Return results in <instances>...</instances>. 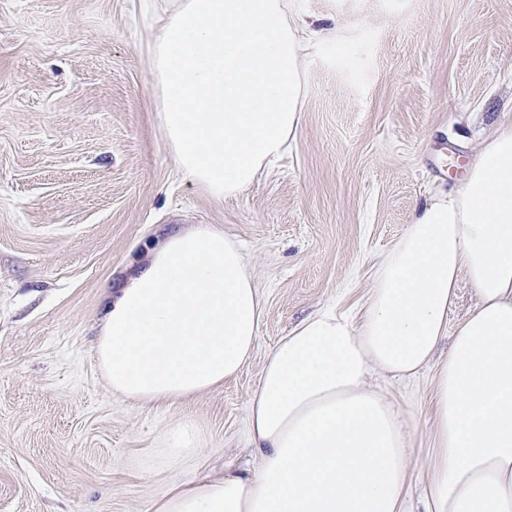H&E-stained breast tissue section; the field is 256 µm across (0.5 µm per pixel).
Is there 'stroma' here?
Listing matches in <instances>:
<instances>
[{
	"label": "stroma",
	"instance_id": "35a3bbf8",
	"mask_svg": "<svg viewBox=\"0 0 512 512\" xmlns=\"http://www.w3.org/2000/svg\"><path fill=\"white\" fill-rule=\"evenodd\" d=\"M314 21L302 122L238 196L186 180L159 131L156 17L170 0H0V512H153L174 486L254 466L247 402L315 309L363 303L376 258L461 177L475 132L512 124V0H286ZM197 224L243 246L266 297L250 362L150 406L93 351L111 294ZM378 386L431 432L430 380ZM201 454L166 464L182 419Z\"/></svg>",
	"mask_w": 512,
	"mask_h": 512
}]
</instances>
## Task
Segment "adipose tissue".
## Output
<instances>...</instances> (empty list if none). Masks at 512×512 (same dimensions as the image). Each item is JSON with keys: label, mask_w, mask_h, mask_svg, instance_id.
I'll return each instance as SVG.
<instances>
[{"label": "adipose tissue", "mask_w": 512, "mask_h": 512, "mask_svg": "<svg viewBox=\"0 0 512 512\" xmlns=\"http://www.w3.org/2000/svg\"><path fill=\"white\" fill-rule=\"evenodd\" d=\"M301 52L285 0H174L152 77L183 175L224 199L286 152L302 121ZM463 277L476 304L452 329ZM265 306L239 242L200 224L154 247L114 294L95 355L113 393L172 405L238 375ZM426 369L421 458L415 409L368 380ZM248 430L258 465L191 479L154 512H512V125L415 211L356 312L324 305L269 350Z\"/></svg>", "instance_id": "ef3b65f1"}]
</instances>
